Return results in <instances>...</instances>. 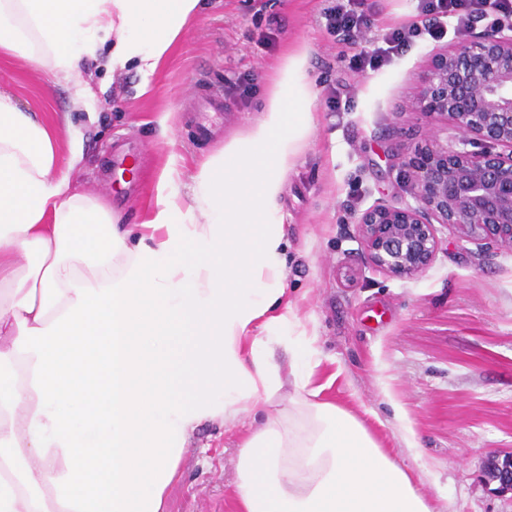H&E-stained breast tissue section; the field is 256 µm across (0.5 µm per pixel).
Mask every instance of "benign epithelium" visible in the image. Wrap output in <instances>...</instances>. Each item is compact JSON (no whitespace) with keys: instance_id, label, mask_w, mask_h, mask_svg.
<instances>
[{"instance_id":"obj_1","label":"benign epithelium","mask_w":512,"mask_h":512,"mask_svg":"<svg viewBox=\"0 0 512 512\" xmlns=\"http://www.w3.org/2000/svg\"><path fill=\"white\" fill-rule=\"evenodd\" d=\"M451 47L430 51L413 93L417 112L451 125L398 163L408 199L352 215L370 265L390 276L424 274L441 249L436 225L512 247V19L500 17ZM491 479L512 489V456Z\"/></svg>"}]
</instances>
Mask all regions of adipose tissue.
<instances>
[{
  "label": "adipose tissue",
  "instance_id": "adipose-tissue-1",
  "mask_svg": "<svg viewBox=\"0 0 512 512\" xmlns=\"http://www.w3.org/2000/svg\"><path fill=\"white\" fill-rule=\"evenodd\" d=\"M202 0H0V49L71 78L112 41L154 74ZM302 58L182 199L125 223L71 186L52 127L0 92V512H165L192 432L248 416L240 512H448L311 385L279 198L313 130ZM288 352L275 362L276 348Z\"/></svg>",
  "mask_w": 512,
  "mask_h": 512
}]
</instances>
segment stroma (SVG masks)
<instances>
[{
  "instance_id": "obj_1",
  "label": "stroma",
  "mask_w": 512,
  "mask_h": 512,
  "mask_svg": "<svg viewBox=\"0 0 512 512\" xmlns=\"http://www.w3.org/2000/svg\"><path fill=\"white\" fill-rule=\"evenodd\" d=\"M374 25L368 46L391 28L421 23L417 0H364ZM331 0H205L168 59L141 92V75L81 64L73 81H54L23 57L0 52V91L55 131L59 164L71 141L81 160L71 180L130 224L148 219L165 170L168 189L186 196L201 161L245 136L262 115L287 59L304 58L313 80L315 127L289 170L280 199L286 240V293L321 351L311 384L322 399L357 415L400 460V433H412L427 471L422 492L444 493L448 512H512V490L490 480L487 464L512 455V249L461 240L439 228L432 267L399 279L365 260L350 221L373 204L396 202L399 155L434 130L412 106L413 86L437 42L424 37L396 61L353 72L343 59L353 41L329 35L322 14ZM268 37L269 47L259 46ZM91 80L95 98L74 108V81ZM250 85L212 136L188 118L201 96ZM116 104H109L110 96ZM339 111H332V104ZM171 113V130L157 119ZM125 138L138 163L131 182L112 180V144ZM69 166V165H68ZM251 418L205 422L190 438L166 512H239L236 460Z\"/></svg>"
}]
</instances>
